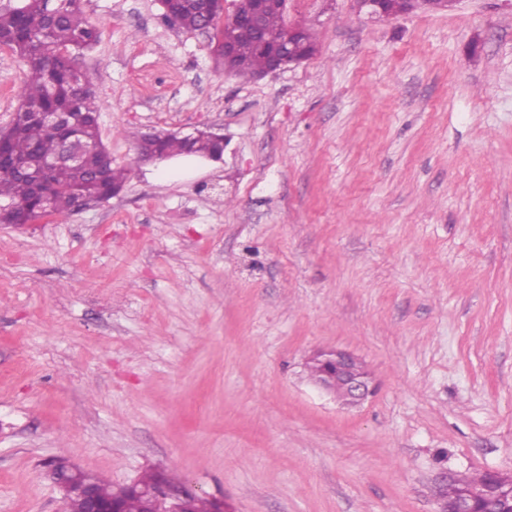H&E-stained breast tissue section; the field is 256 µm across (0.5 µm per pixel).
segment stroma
Masks as SVG:
<instances>
[{"instance_id":"35a3bbf8","label":"stroma","mask_w":512,"mask_h":512,"mask_svg":"<svg viewBox=\"0 0 512 512\" xmlns=\"http://www.w3.org/2000/svg\"><path fill=\"white\" fill-rule=\"evenodd\" d=\"M119 196L0 224V512H64L56 458L166 470L224 512H439L512 476V0L373 19L288 0L311 59L260 79L158 0H82ZM0 49V125L19 101ZM207 127L219 162L145 163ZM363 361L349 409L307 373ZM195 132V129H193V131L190 132L180 131L179 133L182 135L183 140L177 134L171 133L156 135L154 136V138L160 142L161 149L165 155H180L186 150V143L190 144L193 141ZM211 136L216 143V148L214 152L199 155L193 154L191 150H188L182 155L195 156L198 158H203L205 160L220 161L224 153V137L223 135L217 133H211ZM312 361L322 367V377L316 379L317 385L324 391H333L330 384L333 379L338 380L345 390L347 406H356L362 403L374 391L372 379L365 365H358V358L343 350H321L312 356ZM453 473L448 474L445 482L449 483L444 489V495L452 498H443L441 512H476L474 503L478 498H484L488 493H497L501 501L500 507H505L506 503L502 502L505 497L512 501V477L503 476L499 473H490L493 484L490 489L476 490L477 488L489 487V473H476L472 475H457V478L450 482ZM462 487L458 492L457 490ZM472 487V488H469ZM475 488V489H473ZM457 492V494H456ZM456 494V495H455ZM455 495V496H454Z\"/></svg>"}]
</instances>
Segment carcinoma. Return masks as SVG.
<instances>
[{
	"label": "carcinoma",
	"mask_w": 512,
	"mask_h": 512,
	"mask_svg": "<svg viewBox=\"0 0 512 512\" xmlns=\"http://www.w3.org/2000/svg\"><path fill=\"white\" fill-rule=\"evenodd\" d=\"M163 18L186 31L195 32L201 24V15L195 5L183 7ZM285 22L283 14L270 12L264 23L263 33L269 37L280 36ZM101 25L85 15L81 0H30L25 11H0V36L19 58L23 78L17 88L18 117L8 132L9 161H26L35 155L52 156L59 148L58 139L47 132L37 120L42 112H74L83 124L86 140L101 141L98 124V105L88 81L77 67V57L85 46L99 41ZM254 37L247 33L237 36V54L241 64L228 63L226 69L240 76H252L265 67L263 55L256 53ZM166 155H180L187 145L176 134L155 136ZM127 172L112 166L106 148L90 151L81 168L60 165L50 172L47 189L50 191L48 207L53 215L72 213L110 199L112 184L125 182ZM0 203L12 210L0 213V224H25L43 204L36 195L33 178L24 173H0ZM168 485L177 479L162 472L145 473L139 480L141 487H150L158 481ZM462 486L489 487V473L459 475L448 483L444 495L452 497ZM102 496H114L121 501L123 512H150V505L127 488L118 491L101 484Z\"/></svg>",
	"instance_id": "obj_1"
}]
</instances>
